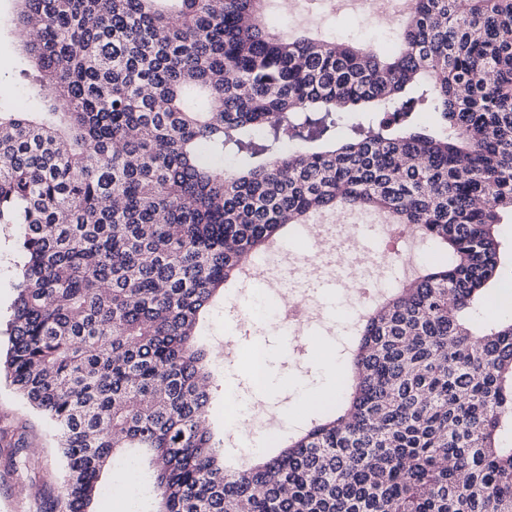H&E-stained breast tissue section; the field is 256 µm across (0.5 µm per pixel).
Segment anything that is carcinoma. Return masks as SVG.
Returning <instances> with one entry per match:
<instances>
[{"label": "carcinoma", "instance_id": "1", "mask_svg": "<svg viewBox=\"0 0 512 512\" xmlns=\"http://www.w3.org/2000/svg\"><path fill=\"white\" fill-rule=\"evenodd\" d=\"M0 104L18 280L0 371L51 424L52 512L143 475L156 512H512V0H412L389 47L268 0H13ZM384 212L440 259L361 316L343 414L224 465L200 318L288 224ZM19 44L6 30L0 40V95L6 105L21 94V90L12 79L13 68L18 56ZM498 285H494L487 289V299L485 302L479 306V308L473 313V319L478 325H486L491 324L493 320L498 319L502 315L506 314L503 310H508L512 313V288L511 294L506 293L505 291H500ZM499 297V300H498ZM490 301H495L498 303L499 313L496 316H489L486 312V307Z\"/></svg>", "mask_w": 512, "mask_h": 512}]
</instances>
